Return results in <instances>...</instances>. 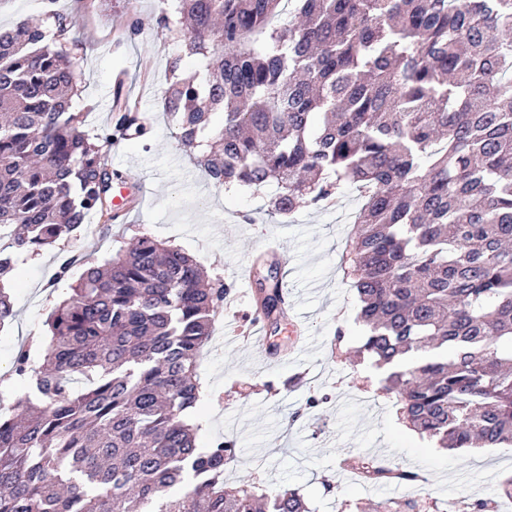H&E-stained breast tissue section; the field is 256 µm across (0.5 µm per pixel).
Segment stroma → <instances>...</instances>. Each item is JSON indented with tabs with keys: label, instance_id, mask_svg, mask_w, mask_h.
I'll list each match as a JSON object with an SVG mask.
<instances>
[{
	"label": "stroma",
	"instance_id": "1",
	"mask_svg": "<svg viewBox=\"0 0 512 512\" xmlns=\"http://www.w3.org/2000/svg\"><path fill=\"white\" fill-rule=\"evenodd\" d=\"M56 7L73 17L72 35L82 44L74 108L84 113L86 130L105 126L118 105L148 115L152 128L150 146L129 139L106 150L109 167L142 181L146 195L107 234L80 237L68 250L109 256L148 234L193 256L237 296L219 309L214 336L198 360L204 391L196 410L197 445H234L224 466L226 485L296 488L311 512H374L378 503L403 497L424 499L442 512L493 499L497 512H512V499L497 496L502 477L512 476V446L438 447L400 418L395 394L383 389L382 370L357 353L363 327L340 257L358 192L346 190L324 210L272 217L267 204L274 187L215 188L163 112L168 63L179 52L168 32L178 18L170 17L165 28L157 23L163 0H139L133 13L126 0H57ZM134 19L141 31L132 39ZM270 250L296 307L259 334L249 280L255 259ZM57 263V248H47L9 275L16 316L0 330L1 388L13 383L10 368L19 347L45 335L47 313L81 277V268H74L67 282L49 291ZM348 453L390 462L425 481L365 483L340 467Z\"/></svg>",
	"mask_w": 512,
	"mask_h": 512
}]
</instances>
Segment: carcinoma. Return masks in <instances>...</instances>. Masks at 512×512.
Masks as SVG:
<instances>
[{
    "label": "carcinoma",
    "instance_id": "1",
    "mask_svg": "<svg viewBox=\"0 0 512 512\" xmlns=\"http://www.w3.org/2000/svg\"><path fill=\"white\" fill-rule=\"evenodd\" d=\"M0 27V276L15 253L112 221L104 149L151 128L126 109L90 135L72 111L79 44L68 16ZM174 38L200 69L170 65L164 111L216 188L271 183L289 216L369 187L341 255L400 413L442 448L512 443V0H170ZM216 111L224 122L212 128ZM85 271L47 318L43 365L14 357L0 413V512H310L281 486L224 485L222 442L201 451L197 361L228 288L153 236ZM255 314H285L278 271ZM15 312L0 279V331ZM363 479L422 477L350 455ZM181 486L173 498L159 493ZM379 512H423L416 500Z\"/></svg>",
    "mask_w": 512,
    "mask_h": 512
}]
</instances>
